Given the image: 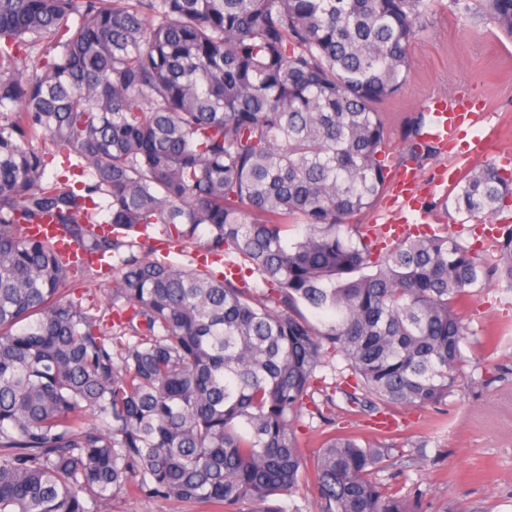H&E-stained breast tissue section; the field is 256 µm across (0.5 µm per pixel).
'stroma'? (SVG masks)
<instances>
[{
	"instance_id": "1",
	"label": "stroma",
	"mask_w": 512,
	"mask_h": 512,
	"mask_svg": "<svg viewBox=\"0 0 512 512\" xmlns=\"http://www.w3.org/2000/svg\"><path fill=\"white\" fill-rule=\"evenodd\" d=\"M434 96L467 101L488 119L464 123L448 148L408 160L410 132L431 124L427 102ZM380 110L390 126V186L357 223L402 224L413 234L441 224L480 246L487 227L454 211L448 175L490 162L512 166V41L488 17L433 0L424 31L409 46L407 82ZM491 128L497 134L483 155L469 156V144ZM405 172L416 176L411 209L402 207L394 189ZM463 316L469 334L462 352L471 377L446 402L372 415L347 412L340 400L336 424L366 440L391 439L402 464L380 471V481L418 493L433 512L445 503L456 512H512V291L474 289Z\"/></svg>"
}]
</instances>
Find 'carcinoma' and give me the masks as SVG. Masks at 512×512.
I'll list each match as a JSON object with an SVG mask.
<instances>
[{
  "label": "carcinoma",
  "instance_id": "cac0c4a2",
  "mask_svg": "<svg viewBox=\"0 0 512 512\" xmlns=\"http://www.w3.org/2000/svg\"><path fill=\"white\" fill-rule=\"evenodd\" d=\"M429 2L0 0V512H303L302 483L318 512H423L376 478L395 446L324 412L445 402L470 289L512 288V224L476 249L350 223ZM476 2L512 40V0ZM448 200L491 223L512 170ZM304 414L331 425L310 455ZM109 512H197L188 505L178 503L165 504L152 499H119L109 506Z\"/></svg>",
  "mask_w": 512,
  "mask_h": 512
}]
</instances>
